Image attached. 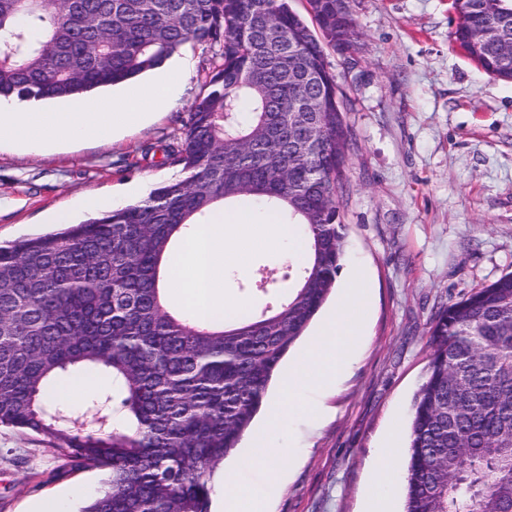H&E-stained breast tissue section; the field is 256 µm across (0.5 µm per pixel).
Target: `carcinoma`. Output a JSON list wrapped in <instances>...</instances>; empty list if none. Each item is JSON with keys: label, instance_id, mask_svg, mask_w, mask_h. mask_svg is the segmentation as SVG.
Masks as SVG:
<instances>
[{"label": "carcinoma", "instance_id": "obj_1", "mask_svg": "<svg viewBox=\"0 0 512 512\" xmlns=\"http://www.w3.org/2000/svg\"><path fill=\"white\" fill-rule=\"evenodd\" d=\"M0 0V97L77 99L158 68L189 40L218 49L184 138L156 164L185 177L59 231L0 245V426L49 438L61 468L107 478L80 512H210L214 476L261 410L272 379L336 286L351 129L343 113L295 112L290 60L316 63L350 6L307 0ZM455 40L485 0H455ZM485 72L512 56L480 48ZM336 107V78L307 83ZM259 203L301 227L288 296L221 329L161 299L163 261L214 206ZM410 411L405 512H512V274L432 319ZM86 364L111 376L120 428L92 402L80 420L52 405L53 377Z\"/></svg>", "mask_w": 512, "mask_h": 512}]
</instances>
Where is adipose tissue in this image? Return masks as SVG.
<instances>
[{
	"label": "adipose tissue",
	"instance_id": "adipose-tissue-1",
	"mask_svg": "<svg viewBox=\"0 0 512 512\" xmlns=\"http://www.w3.org/2000/svg\"><path fill=\"white\" fill-rule=\"evenodd\" d=\"M174 75L162 70L153 84L112 99H88L79 112H35L28 102L16 100L0 103V141L8 139L39 149L60 142H80L103 134H116L143 123L148 115L136 110L134 100L160 110L170 102V85ZM294 235L276 214L254 221L250 212L240 214L233 223L194 225L179 259L172 264L163 282L165 296L189 302L192 319L198 323L223 322L227 312L224 303V271L228 266H247L250 252L257 247L269 249L281 259H289L288 243ZM366 299L362 289L348 288L331 309L320 327L303 346L296 361L284 374V383L266 406V419L281 421L295 413H309L321 420L322 410L307 407L297 398L298 391L317 388L330 390L344 367L343 353L356 343L366 317ZM398 429H391L378 462L370 476L371 497L366 512H393L390 499L381 495L382 487L396 474ZM246 444L248 453L241 463L263 469L268 478L266 493L239 491L224 499V512H268L270 491L279 486L280 468L287 456L285 449L273 447L267 440L265 427H258Z\"/></svg>",
	"mask_w": 512,
	"mask_h": 512
}]
</instances>
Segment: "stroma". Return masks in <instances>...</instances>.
I'll return each mask as SVG.
<instances>
[{
    "mask_svg": "<svg viewBox=\"0 0 512 512\" xmlns=\"http://www.w3.org/2000/svg\"><path fill=\"white\" fill-rule=\"evenodd\" d=\"M351 11L352 51L325 57L352 131L337 200L347 257L336 286L362 272L371 309L335 389L301 394L323 419L295 414L270 429L290 450L271 512H363L392 423H410L431 320L512 274V82L456 47L448 0H351ZM174 62L184 75L170 105L146 123L43 151L0 144V243L49 230L61 209L84 219L86 196L119 207L138 201L139 187L180 177V166H154L141 154L183 138L181 120L205 90L212 53L188 42ZM280 265L274 252L254 251L246 270L225 277V302L260 313L267 298L251 286ZM59 465L47 438L0 427V512H30L33 502L68 492L77 504L100 487L102 471Z\"/></svg>",
    "mask_w": 512,
    "mask_h": 512,
    "instance_id": "stroma-1",
    "label": "stroma"
}]
</instances>
